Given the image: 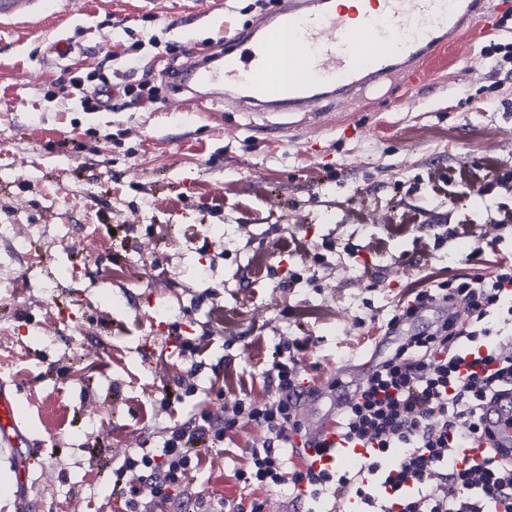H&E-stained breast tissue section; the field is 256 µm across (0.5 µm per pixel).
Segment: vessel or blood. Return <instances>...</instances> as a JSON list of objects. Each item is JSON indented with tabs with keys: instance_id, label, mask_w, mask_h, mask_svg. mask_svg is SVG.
Segmentation results:
<instances>
[{
	"instance_id": "1",
	"label": "vessel or blood",
	"mask_w": 512,
	"mask_h": 512,
	"mask_svg": "<svg viewBox=\"0 0 512 512\" xmlns=\"http://www.w3.org/2000/svg\"><path fill=\"white\" fill-rule=\"evenodd\" d=\"M54 0H0V27L50 11ZM487 0H280L277 8L229 37L211 60L190 61L173 84L183 91L222 86L244 102L264 108L301 109L358 95L365 86L402 72L457 44L465 30L481 26ZM512 398L492 404L487 419L499 444L512 447ZM30 441L22 405L0 382V448L17 460L18 485L29 470L18 454Z\"/></svg>"
}]
</instances>
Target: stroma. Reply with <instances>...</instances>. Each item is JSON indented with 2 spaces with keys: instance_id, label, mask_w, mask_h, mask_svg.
Segmentation results:
<instances>
[{
  "instance_id": "35a3bbf8",
  "label": "stroma",
  "mask_w": 512,
  "mask_h": 512,
  "mask_svg": "<svg viewBox=\"0 0 512 512\" xmlns=\"http://www.w3.org/2000/svg\"><path fill=\"white\" fill-rule=\"evenodd\" d=\"M215 1L60 0L55 14L0 31V336L13 350L0 376L34 441L28 486L0 457V512H16L20 495L34 512H117L112 467L125 449L190 412H218L225 369L264 379L296 309L334 312L308 321L302 376L346 384L408 283L436 270L488 275L512 256L493 224L512 200V73L491 75L482 54L486 38L512 42V0H491L488 26L463 47L424 57L419 82L399 75L314 115L174 90L167 72L215 52L222 21L244 26L271 2L223 0L218 15ZM59 38L72 45L63 58L48 52ZM90 72L118 89L149 78L155 111H84L68 78ZM488 156L501 163L489 187L452 180ZM431 168L449 175L447 195L432 192ZM354 206L387 218L357 223ZM412 207L427 214V238L443 239L426 255L413 236L388 234ZM452 224L479 236L449 239ZM293 233L324 261L291 287L280 243ZM378 238L384 251L371 248ZM215 303L237 311L235 327L212 323ZM182 329L209 330L203 355L172 348ZM186 384L193 396L162 408L163 388ZM46 397L59 407L44 416Z\"/></svg>"
}]
</instances>
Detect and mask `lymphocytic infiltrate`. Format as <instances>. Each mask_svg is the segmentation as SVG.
Returning a JSON list of instances; mask_svg holds the SVG:
<instances>
[{
    "mask_svg": "<svg viewBox=\"0 0 512 512\" xmlns=\"http://www.w3.org/2000/svg\"><path fill=\"white\" fill-rule=\"evenodd\" d=\"M460 300L468 308L464 322L453 310ZM428 312V325L394 335L375 354L314 434L299 416L303 397L323 392L304 384L298 370L311 337L278 344L268 399L254 397L253 375L225 370L218 393L223 414H191L164 427L154 450L124 452L113 472L114 493L129 473L144 485L125 497L124 512H169L179 499L203 502L198 477L215 468L217 450L251 425L261 436L237 456L232 477L239 494L214 502L215 512H263L264 495L281 489L286 512L300 502L307 512H512V460L490 451L466 463L459 454L481 437L487 400L512 391V259L488 276H424L385 328ZM331 436L355 449L350 469L310 464L306 447H326Z\"/></svg>",
    "mask_w": 512,
    "mask_h": 512,
    "instance_id": "obj_1",
    "label": "lymphocytic infiltrate"
}]
</instances>
